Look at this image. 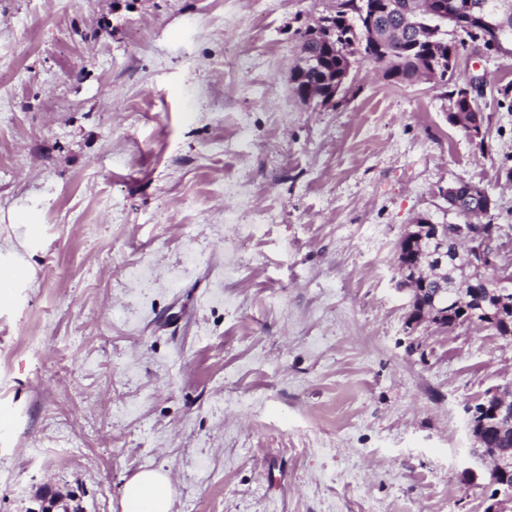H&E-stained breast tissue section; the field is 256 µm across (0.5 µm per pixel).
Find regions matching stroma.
Here are the masks:
<instances>
[{"label":"stroma","instance_id":"1","mask_svg":"<svg viewBox=\"0 0 512 512\" xmlns=\"http://www.w3.org/2000/svg\"><path fill=\"white\" fill-rule=\"evenodd\" d=\"M338 4L0 0V512H122L143 470L171 512H512L466 420L512 342L410 330L394 270L460 181L512 252V39L448 87L357 55L308 106L300 34ZM451 97H455L453 102L454 113L461 114L466 120H471L472 113L469 112H477L478 113V121L475 123H471L467 125V128L471 134V136L477 137L481 134V119L480 113L476 109V105L474 100L470 97V102H467L466 92L462 89L452 90L450 92Z\"/></svg>","mask_w":512,"mask_h":512}]
</instances>
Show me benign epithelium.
Returning <instances> with one entry per match:
<instances>
[{
	"label": "benign epithelium",
	"instance_id": "benign-epithelium-1",
	"mask_svg": "<svg viewBox=\"0 0 512 512\" xmlns=\"http://www.w3.org/2000/svg\"><path fill=\"white\" fill-rule=\"evenodd\" d=\"M434 41L430 38L413 44L412 50L421 54L427 62V68L439 72L444 67L454 68L448 62L434 55ZM352 63L350 59L342 62V74L325 80V88L318 97L305 98L310 103L317 101L321 106L334 105L341 101L346 92V83ZM421 247L415 253H409L411 247ZM497 255L489 251L485 241L472 234L461 233L454 239H448L441 232V225L430 217L422 216L416 223L408 225L401 235L396 253V271L400 280L413 288L427 285L433 277H450V281L439 284L435 294L430 296V313L409 310L407 323L412 329L424 324L442 327L441 318L448 316V310L459 313L458 323H481L496 325L500 322L509 324L512 320V308L503 307L504 296L512 292V266L498 267V275L493 281L482 277L483 271L490 265L497 267ZM482 406L486 418L479 422L468 419L467 426L474 445L482 443L485 429L512 427V386H493L482 397ZM480 457L491 463V479L501 486L499 494L507 501L512 500V486L508 485V475L512 473V454L506 452H485ZM36 501L39 508L31 512H55L59 507V495L46 489Z\"/></svg>",
	"mask_w": 512,
	"mask_h": 512
}]
</instances>
